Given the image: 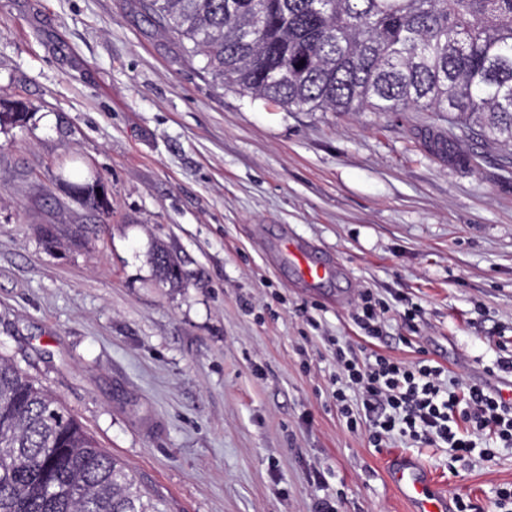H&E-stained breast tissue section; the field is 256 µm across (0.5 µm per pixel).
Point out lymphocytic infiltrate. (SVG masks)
Instances as JSON below:
<instances>
[{"label":"lymphocytic infiltrate","instance_id":"f902f5d3","mask_svg":"<svg viewBox=\"0 0 512 512\" xmlns=\"http://www.w3.org/2000/svg\"><path fill=\"white\" fill-rule=\"evenodd\" d=\"M338 374L332 397L350 431H366L372 447H385L399 437L412 443H444L451 451L478 452L489 461L496 454L485 444L494 437L512 446V402L500 392L478 385L463 392L449 390L442 367L430 360L404 363L371 353L365 359L349 356L339 339H332ZM362 398L361 408L348 403L349 391ZM466 432H459V423Z\"/></svg>","mask_w":512,"mask_h":512}]
</instances>
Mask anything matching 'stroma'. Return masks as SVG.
<instances>
[{
  "mask_svg": "<svg viewBox=\"0 0 512 512\" xmlns=\"http://www.w3.org/2000/svg\"><path fill=\"white\" fill-rule=\"evenodd\" d=\"M139 0H0V353L125 464L164 512H408L388 478L415 457L490 512L512 447L373 448L332 398L328 337L501 390L512 358V150L430 112H296L219 86ZM101 180L84 207L63 169ZM60 243L50 246L47 226ZM342 266L295 287L281 231ZM165 247L184 275L161 282ZM392 310L365 342L364 295ZM426 143L428 147L440 154L448 156V160L458 165H471L473 159L463 153L451 152L449 149V143L443 130L438 127L431 126L426 130ZM70 186L80 196L79 201L85 206L99 213H108L109 202L100 181L96 180L92 184L71 182ZM97 188H101V191H97ZM98 194H101V197H98Z\"/></svg>",
  "mask_w": 512,
  "mask_h": 512,
  "instance_id": "35a3bbf8",
  "label": "stroma"
}]
</instances>
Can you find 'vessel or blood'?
Listing matches in <instances>:
<instances>
[{"mask_svg": "<svg viewBox=\"0 0 512 512\" xmlns=\"http://www.w3.org/2000/svg\"><path fill=\"white\" fill-rule=\"evenodd\" d=\"M276 251L280 258L290 262L303 284L321 282L330 274L329 265L313 262L309 247L291 238L281 237ZM388 475L399 494L410 504L411 512H453V496L441 492L429 472L411 456L393 457Z\"/></svg>", "mask_w": 512, "mask_h": 512, "instance_id": "obj_1", "label": "vessel or blood"}]
</instances>
